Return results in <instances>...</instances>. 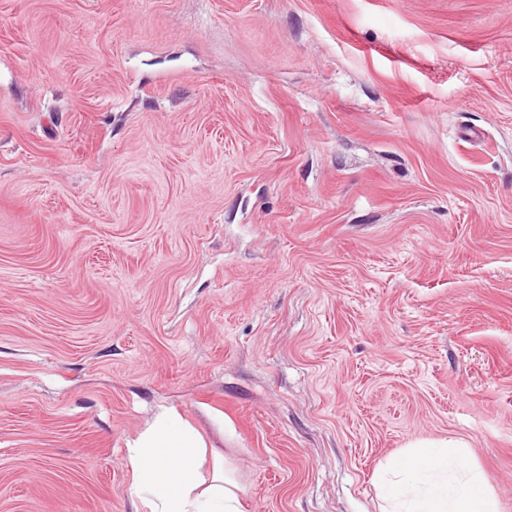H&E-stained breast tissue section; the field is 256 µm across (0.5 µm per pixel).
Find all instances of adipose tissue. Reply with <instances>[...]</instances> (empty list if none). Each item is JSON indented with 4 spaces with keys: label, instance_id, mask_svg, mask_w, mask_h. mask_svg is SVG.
Returning <instances> with one entry per match:
<instances>
[{
    "label": "adipose tissue",
    "instance_id": "obj_1",
    "mask_svg": "<svg viewBox=\"0 0 512 512\" xmlns=\"http://www.w3.org/2000/svg\"><path fill=\"white\" fill-rule=\"evenodd\" d=\"M200 434L162 410L128 448L130 493L143 512H243L242 489L214 466L204 473ZM381 512H499L483 475L469 468L453 440L420 441L377 476Z\"/></svg>",
    "mask_w": 512,
    "mask_h": 512
}]
</instances>
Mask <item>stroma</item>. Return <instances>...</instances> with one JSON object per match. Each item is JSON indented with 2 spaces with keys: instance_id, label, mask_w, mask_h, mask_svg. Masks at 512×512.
Returning a JSON list of instances; mask_svg holds the SVG:
<instances>
[{
  "instance_id": "obj_1",
  "label": "stroma",
  "mask_w": 512,
  "mask_h": 512,
  "mask_svg": "<svg viewBox=\"0 0 512 512\" xmlns=\"http://www.w3.org/2000/svg\"><path fill=\"white\" fill-rule=\"evenodd\" d=\"M164 407L245 512H512V0H0V512H141ZM403 456L390 459L377 475L381 512H499V503L483 475L470 469L453 440L420 441ZM465 471L464 479L448 470Z\"/></svg>"
}]
</instances>
